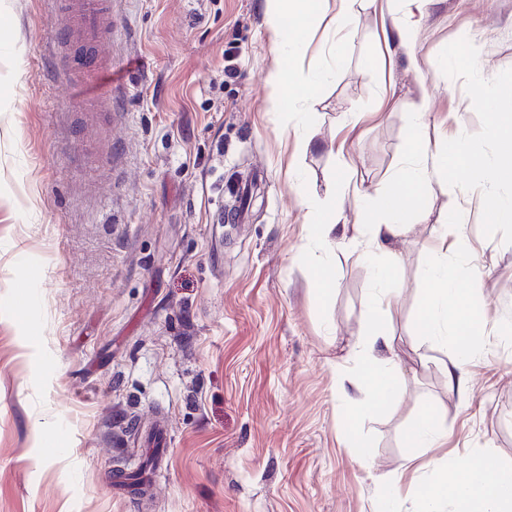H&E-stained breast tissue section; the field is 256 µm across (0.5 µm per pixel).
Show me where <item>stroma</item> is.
<instances>
[{
  "instance_id": "stroma-1",
  "label": "stroma",
  "mask_w": 512,
  "mask_h": 512,
  "mask_svg": "<svg viewBox=\"0 0 512 512\" xmlns=\"http://www.w3.org/2000/svg\"><path fill=\"white\" fill-rule=\"evenodd\" d=\"M324 9L299 64L327 80L287 113L264 0H112V102L90 112L55 72L52 0H0V512H420L418 488L484 446L512 465V222L492 213L512 183L483 168L512 114V0H399L410 49L385 40L372 0L341 30L337 0ZM422 104L430 150L471 164L408 207L382 320L399 399L364 417L362 462L347 417L375 270L360 244L312 241L309 203L344 181L341 221L356 223ZM256 169V200L225 224L229 183ZM444 234L471 246L481 290L464 399L417 323ZM432 407L447 437L418 456L403 433ZM159 412L157 468L133 425Z\"/></svg>"
}]
</instances>
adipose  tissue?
<instances>
[{
    "label": "adipose tissue",
    "instance_id": "adipose-tissue-1",
    "mask_svg": "<svg viewBox=\"0 0 512 512\" xmlns=\"http://www.w3.org/2000/svg\"><path fill=\"white\" fill-rule=\"evenodd\" d=\"M319 8L318 0H265L267 24L274 35L278 56V63L270 74L279 90L274 100L277 111H292L294 84H301L304 94L310 95L325 81L324 72L317 68L308 69L299 78L294 75L300 37L314 22ZM426 126V112H415L409 129L406 163L398 170L392 187L375 200L368 215L362 216L354 227L356 241L364 244L369 254L378 260L376 273L383 286L374 293L372 312L377 316L387 315L395 298V291L390 287L397 267L393 243L406 226L403 203L421 195L429 172L447 166L442 152L427 151L422 140ZM466 249L467 244L461 238L450 241L443 237L437 241L430 254L436 271L430 278L429 293L419 314L423 335L444 339L448 390L461 397L469 390L468 380L461 371V353L474 335L480 290L460 287L458 275L452 269L442 268L441 263L448 251ZM357 347L360 378L373 392L362 407L371 411L385 410L397 394L393 338L373 323L359 337ZM419 498L421 512H441L443 504L448 502L455 503L456 512H512V466L502 464L495 449H483L467 458L459 468L422 486Z\"/></svg>",
    "mask_w": 512,
    "mask_h": 512
}]
</instances>
